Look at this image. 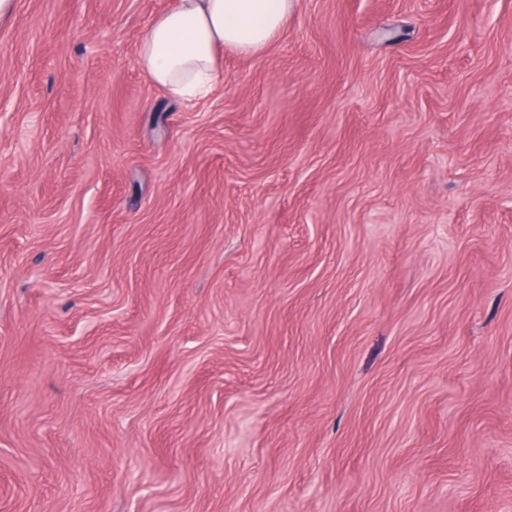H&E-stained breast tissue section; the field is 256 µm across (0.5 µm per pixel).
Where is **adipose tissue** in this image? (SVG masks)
Wrapping results in <instances>:
<instances>
[{
  "label": "adipose tissue",
  "instance_id": "obj_1",
  "mask_svg": "<svg viewBox=\"0 0 512 512\" xmlns=\"http://www.w3.org/2000/svg\"><path fill=\"white\" fill-rule=\"evenodd\" d=\"M292 5L293 0H175L142 34L141 69L171 99L204 97L219 79V52H261L279 35Z\"/></svg>",
  "mask_w": 512,
  "mask_h": 512
}]
</instances>
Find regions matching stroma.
I'll return each mask as SVG.
<instances>
[{
    "instance_id": "1",
    "label": "stroma",
    "mask_w": 512,
    "mask_h": 512,
    "mask_svg": "<svg viewBox=\"0 0 512 512\" xmlns=\"http://www.w3.org/2000/svg\"><path fill=\"white\" fill-rule=\"evenodd\" d=\"M173 3L0 22V512H512V0ZM293 0H175L142 34L139 64L168 97L208 95L220 70L218 53L264 50L288 20Z\"/></svg>"
}]
</instances>
